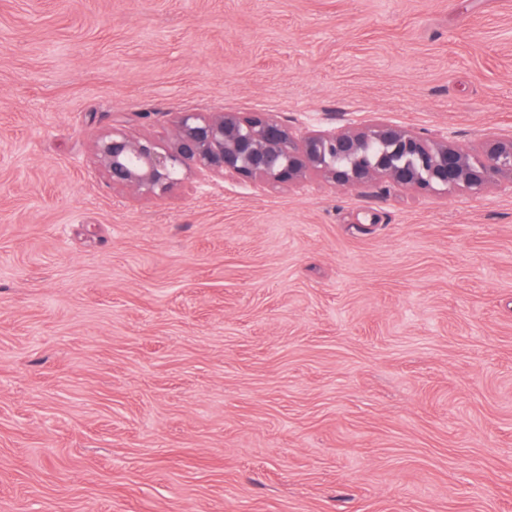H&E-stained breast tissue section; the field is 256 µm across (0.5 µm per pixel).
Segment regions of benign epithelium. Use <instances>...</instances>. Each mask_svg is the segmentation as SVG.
Instances as JSON below:
<instances>
[{
	"label": "benign epithelium",
	"mask_w": 512,
	"mask_h": 512,
	"mask_svg": "<svg viewBox=\"0 0 512 512\" xmlns=\"http://www.w3.org/2000/svg\"><path fill=\"white\" fill-rule=\"evenodd\" d=\"M92 155L136 198L162 197L193 174L256 186L317 175L342 188L382 183L425 195L478 194L496 178L512 186V133L468 148L390 120L301 133L265 112L185 111L161 139L114 125L94 139Z\"/></svg>",
	"instance_id": "benign-epithelium-1"
}]
</instances>
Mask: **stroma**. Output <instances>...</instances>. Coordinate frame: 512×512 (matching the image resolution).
I'll return each instance as SVG.
<instances>
[{
    "mask_svg": "<svg viewBox=\"0 0 512 512\" xmlns=\"http://www.w3.org/2000/svg\"><path fill=\"white\" fill-rule=\"evenodd\" d=\"M512 130V0H0V512H512V187L96 170L125 118Z\"/></svg>",
    "mask_w": 512,
    "mask_h": 512,
    "instance_id": "stroma-1",
    "label": "stroma"
}]
</instances>
